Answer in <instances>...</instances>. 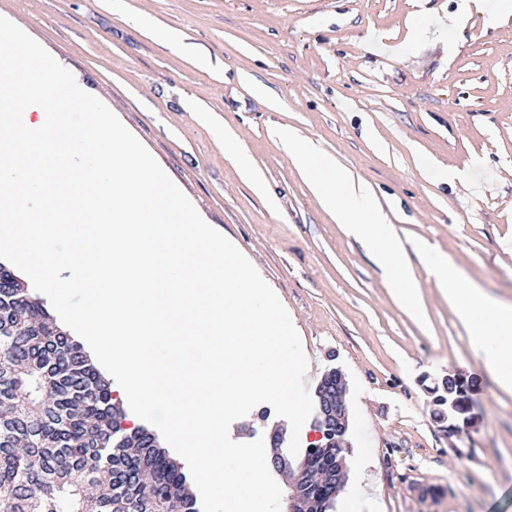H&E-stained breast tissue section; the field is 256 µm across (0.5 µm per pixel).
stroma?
<instances>
[{
	"label": "stroma",
	"mask_w": 512,
	"mask_h": 512,
	"mask_svg": "<svg viewBox=\"0 0 512 512\" xmlns=\"http://www.w3.org/2000/svg\"><path fill=\"white\" fill-rule=\"evenodd\" d=\"M463 0H0L6 17L149 150L203 219L287 309L305 383L346 375L348 476L335 512H512V394L447 297L410 258L420 311L321 206L281 139L292 130L396 208L395 238L426 241L512 302V13L498 0L440 31ZM475 383L445 434L426 391ZM290 431L272 406L232 440Z\"/></svg>",
	"instance_id": "1"
}]
</instances>
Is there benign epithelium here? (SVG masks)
Wrapping results in <instances>:
<instances>
[{
    "mask_svg": "<svg viewBox=\"0 0 512 512\" xmlns=\"http://www.w3.org/2000/svg\"><path fill=\"white\" fill-rule=\"evenodd\" d=\"M336 380L325 383L319 393L316 427L319 438L335 442V435L349 428V412L346 403L347 380L343 370L336 367L329 371ZM446 398L441 403L447 407L448 433L461 430L459 412L468 405V392L463 380L456 378L443 385ZM284 433L276 429L271 434L272 458L275 470L280 473L286 488L284 512H312L318 500L317 489H326L334 496L340 492V482L344 480L347 468L343 455L336 456V463L320 466L312 460L304 459L292 463L280 452Z\"/></svg>",
    "mask_w": 512,
    "mask_h": 512,
    "instance_id": "7a95c632",
    "label": "benign epithelium"
}]
</instances>
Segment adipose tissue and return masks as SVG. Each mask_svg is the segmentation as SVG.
Instances as JSON below:
<instances>
[{
  "label": "adipose tissue",
  "instance_id": "obj_1",
  "mask_svg": "<svg viewBox=\"0 0 512 512\" xmlns=\"http://www.w3.org/2000/svg\"><path fill=\"white\" fill-rule=\"evenodd\" d=\"M288 149L304 171L322 206L345 224L382 271L399 302L409 311L420 308L419 283L404 252L393 242L390 214L370 188L348 169L327 157L312 141L288 134ZM426 273L446 290L449 304L467 324L484 364L499 385L512 390V304L490 297L464 279L443 253L426 251Z\"/></svg>",
  "mask_w": 512,
  "mask_h": 512
}]
</instances>
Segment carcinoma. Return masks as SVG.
<instances>
[{"label": "carcinoma", "mask_w": 512, "mask_h": 512, "mask_svg": "<svg viewBox=\"0 0 512 512\" xmlns=\"http://www.w3.org/2000/svg\"><path fill=\"white\" fill-rule=\"evenodd\" d=\"M118 414L91 354L0 263V512H198L181 464Z\"/></svg>", "instance_id": "carcinoma-1"}]
</instances>
